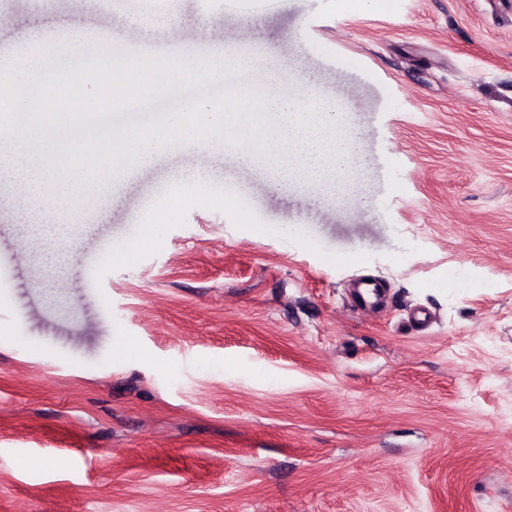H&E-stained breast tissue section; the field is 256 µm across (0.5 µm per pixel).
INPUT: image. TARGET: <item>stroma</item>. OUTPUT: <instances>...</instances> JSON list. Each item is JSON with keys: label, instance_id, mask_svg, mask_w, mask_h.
<instances>
[{"label": "stroma", "instance_id": "35a3bbf8", "mask_svg": "<svg viewBox=\"0 0 512 512\" xmlns=\"http://www.w3.org/2000/svg\"><path fill=\"white\" fill-rule=\"evenodd\" d=\"M44 26L232 50L341 105L354 166L215 126L61 251L0 181V512H512V0H0V46Z\"/></svg>", "mask_w": 512, "mask_h": 512}]
</instances>
